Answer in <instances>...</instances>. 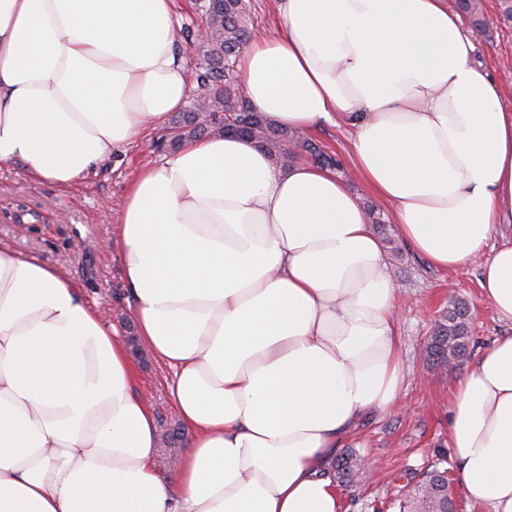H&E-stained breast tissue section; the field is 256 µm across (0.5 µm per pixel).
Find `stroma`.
<instances>
[{
  "label": "stroma",
  "mask_w": 512,
  "mask_h": 512,
  "mask_svg": "<svg viewBox=\"0 0 512 512\" xmlns=\"http://www.w3.org/2000/svg\"><path fill=\"white\" fill-rule=\"evenodd\" d=\"M488 33L475 40L474 58L503 87L504 103L512 108V22L499 12L498 0H483ZM173 128L164 125L146 140L119 152L72 187L32 180L22 162H0V243L53 265L80 285L89 306L97 308L121 336L134 333L122 270L116 252L106 249L134 172L167 156L162 142ZM383 249L398 285L399 334L405 384L392 410L370 408L354 433L343 442L376 460L374 478L339 488L341 512H397L401 474L421 476L437 458L451 459L448 447V398L454 383L467 374L479 354L512 327L500 323L482 294L480 261L444 271L434 268L395 232ZM470 307V349L459 364L441 368L425 356L435 322L450 299ZM139 389L151 396L157 420L172 424L179 417L166 384L171 369L152 355H131Z\"/></svg>",
  "instance_id": "obj_1"
}]
</instances>
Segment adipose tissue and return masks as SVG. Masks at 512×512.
I'll return each instance as SVG.
<instances>
[{
  "mask_svg": "<svg viewBox=\"0 0 512 512\" xmlns=\"http://www.w3.org/2000/svg\"><path fill=\"white\" fill-rule=\"evenodd\" d=\"M240 60L280 128L353 131L350 162L431 265L485 256L512 326V110L448 0H276ZM176 0H0V161L59 187L184 106ZM109 245L193 433L174 480L118 332L62 271L0 244V512H340L326 468L404 369L397 285L336 173L234 136L128 181ZM466 499L512 512V335L448 401Z\"/></svg>",
  "mask_w": 512,
  "mask_h": 512,
  "instance_id": "1",
  "label": "adipose tissue"
}]
</instances>
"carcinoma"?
I'll return each instance as SVG.
<instances>
[{
  "label": "carcinoma",
  "instance_id": "obj_1",
  "mask_svg": "<svg viewBox=\"0 0 512 512\" xmlns=\"http://www.w3.org/2000/svg\"><path fill=\"white\" fill-rule=\"evenodd\" d=\"M457 8L470 17L472 25L486 28L481 0H457ZM201 10L212 39L201 53L196 83L206 89V103L196 101L192 108L175 120L176 131L169 146L178 148L189 139L201 138L211 132V121L222 112L219 131L246 137L265 148L271 156L285 162L290 156L287 142L291 141L323 167L341 170L339 161L316 144L299 141L272 126L261 113L254 111L243 92V82L237 70L242 46L250 36L249 8L246 0H202ZM469 346V309L465 302L448 304L435 324L427 345L430 360L448 366L463 358ZM443 460L434 461L420 480L405 490L400 512H456L453 480ZM358 458L344 453L336 458L334 472L343 485L357 482Z\"/></svg>",
  "mask_w": 512,
  "mask_h": 512
}]
</instances>
